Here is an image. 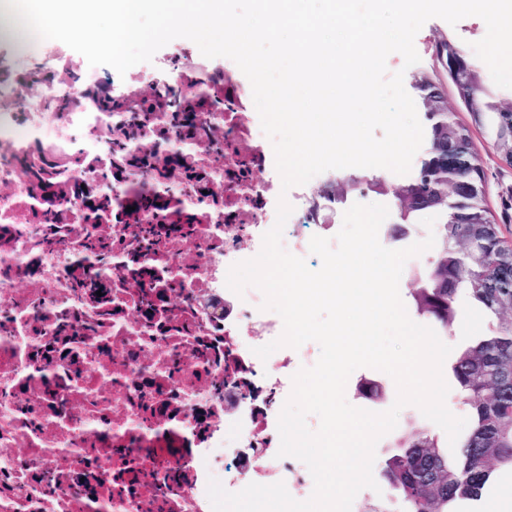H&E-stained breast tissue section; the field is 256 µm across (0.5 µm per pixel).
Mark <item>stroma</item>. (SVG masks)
Listing matches in <instances>:
<instances>
[{"label": "stroma", "instance_id": "obj_1", "mask_svg": "<svg viewBox=\"0 0 512 512\" xmlns=\"http://www.w3.org/2000/svg\"><path fill=\"white\" fill-rule=\"evenodd\" d=\"M486 34V25L478 17L462 19L457 25H449L442 19L428 20L417 33L414 44L420 56L419 63L404 67L400 54H391L387 59L389 71H403L405 87H412L416 77L428 74L435 78L441 96L452 118L471 124L472 114L469 106L459 96L448 75L447 55L441 52L440 44L450 41L462 50H469L471 43L481 40ZM47 47L33 46L25 55H18L11 43L0 41V74L21 78L30 74L46 75ZM473 144L480 155L486 176V205L496 224L500 226L503 240L512 242V166L500 157L494 139L488 129H472ZM499 316L484 312L472 301L467 293H460L457 315L448 331V345L455 352L472 344L478 337L491 334L499 323ZM453 356L447 357L443 364V375L451 388L446 397V406L458 417L467 416L468 411L462 405L457 388H454L452 366ZM429 436L437 440L441 451H448L446 433L426 419L413 405L405 406L398 416V425L383 436L375 449L374 471H381L385 459L391 455L400 441ZM493 475L487 485L482 500H465L454 504V512H485L487 505H494L496 512H512V466L492 462Z\"/></svg>", "mask_w": 512, "mask_h": 512}]
</instances>
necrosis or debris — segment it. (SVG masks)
<instances>
[{"label": "necrosis or debris", "mask_w": 512, "mask_h": 512, "mask_svg": "<svg viewBox=\"0 0 512 512\" xmlns=\"http://www.w3.org/2000/svg\"><path fill=\"white\" fill-rule=\"evenodd\" d=\"M50 65L0 96V512H212L209 479L243 489L254 448L302 492L268 431L292 374L252 353L283 321L226 286L282 192L248 78L182 46L113 82ZM288 201L305 259L323 213Z\"/></svg>", "instance_id": "4bbe7bcc"}]
</instances>
